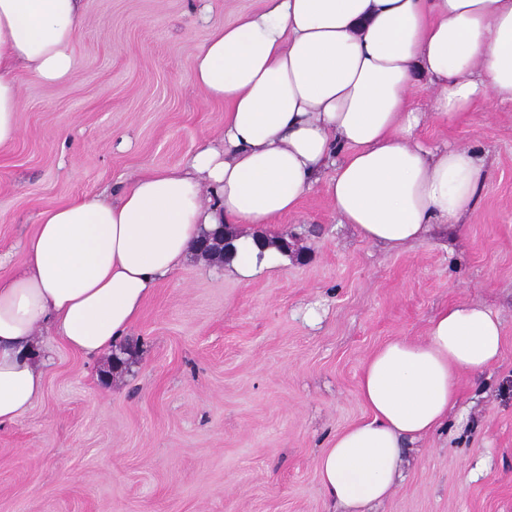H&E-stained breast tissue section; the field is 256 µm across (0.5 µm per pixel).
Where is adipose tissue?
<instances>
[{
  "mask_svg": "<svg viewBox=\"0 0 512 512\" xmlns=\"http://www.w3.org/2000/svg\"><path fill=\"white\" fill-rule=\"evenodd\" d=\"M84 22L80 0H0V147L19 134L15 71L68 79ZM419 80L451 120L479 102L512 104V0H262L214 27L195 54L193 84L226 106L222 140L186 168L145 171L112 199L47 212L20 270L0 277V425L44 393L38 331L87 357L109 352L203 232L295 212L325 169L336 214L365 241L399 249L457 222L483 160L418 141L426 115L408 91ZM233 245L224 273L241 280L282 259L249 235ZM502 341L496 313L458 303L424 341L397 337L375 350L358 390L368 418L336 434L317 461L324 495L343 512L388 497L405 444L443 426L455 406L458 370L483 371Z\"/></svg>",
  "mask_w": 512,
  "mask_h": 512,
  "instance_id": "1",
  "label": "adipose tissue"
}]
</instances>
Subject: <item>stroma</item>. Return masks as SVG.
Segmentation results:
<instances>
[{"label": "stroma", "mask_w": 512, "mask_h": 512, "mask_svg": "<svg viewBox=\"0 0 512 512\" xmlns=\"http://www.w3.org/2000/svg\"><path fill=\"white\" fill-rule=\"evenodd\" d=\"M261 0H82L75 68L46 85L17 72L20 135L0 147V276L42 214L188 165L224 131L191 76L212 29ZM415 83L427 145L464 146L484 179L454 224L395 250L341 223L319 181L266 226L297 260L247 280L194 256L158 281L102 357L50 332L45 393L0 426V512H327L318 455L363 419L368 356L478 302L502 321L500 358L461 373L444 426L408 448L374 512H512V105L447 121Z\"/></svg>", "instance_id": "1"}]
</instances>
